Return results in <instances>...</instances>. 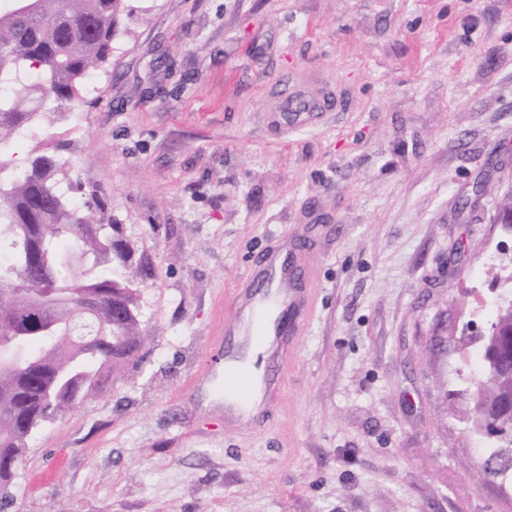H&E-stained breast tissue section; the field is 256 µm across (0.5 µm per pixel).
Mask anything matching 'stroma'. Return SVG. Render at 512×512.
<instances>
[{
    "label": "stroma",
    "mask_w": 512,
    "mask_h": 512,
    "mask_svg": "<svg viewBox=\"0 0 512 512\" xmlns=\"http://www.w3.org/2000/svg\"><path fill=\"white\" fill-rule=\"evenodd\" d=\"M122 28L19 147L150 268L141 348L30 438L19 512H512L456 397L512 264V0H127ZM284 231L312 298L242 423L224 326Z\"/></svg>",
    "instance_id": "obj_1"
}]
</instances>
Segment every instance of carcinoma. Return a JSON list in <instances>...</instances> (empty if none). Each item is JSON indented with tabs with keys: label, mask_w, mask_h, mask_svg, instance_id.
<instances>
[{
	"label": "carcinoma",
	"mask_w": 512,
	"mask_h": 512,
	"mask_svg": "<svg viewBox=\"0 0 512 512\" xmlns=\"http://www.w3.org/2000/svg\"><path fill=\"white\" fill-rule=\"evenodd\" d=\"M125 0H0V512H13L12 480L28 439L99 394L140 344L138 269L112 238L115 225L71 206L52 155L16 172L14 147L69 112L85 79L109 62ZM87 298L93 342L80 343L72 311ZM464 398L475 416L512 399V363L502 379H478Z\"/></svg>",
	"instance_id": "obj_1"
}]
</instances>
